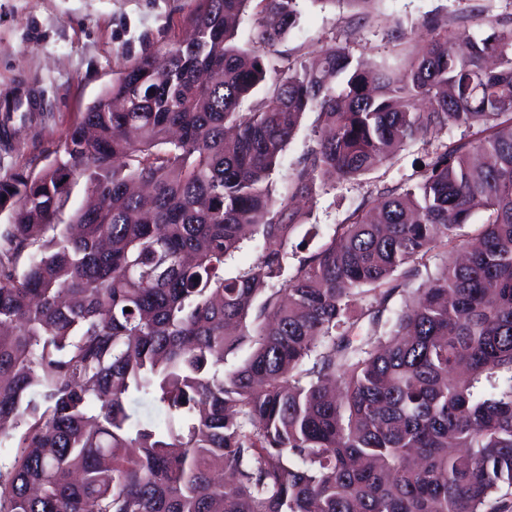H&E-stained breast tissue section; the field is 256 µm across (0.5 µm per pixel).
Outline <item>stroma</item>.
<instances>
[{
    "label": "stroma",
    "instance_id": "1",
    "mask_svg": "<svg viewBox=\"0 0 512 512\" xmlns=\"http://www.w3.org/2000/svg\"><path fill=\"white\" fill-rule=\"evenodd\" d=\"M194 7V0H0V97L35 81L44 98L39 112H0V179L18 170L39 172L63 157L85 107L135 58L182 38ZM511 10L512 0H375L368 20L359 22L345 0L326 10L303 0L284 48L301 61L338 44L370 68L386 61L403 64L432 37L425 17L438 16L454 30L466 15L468 32L482 35L488 20ZM397 25L404 41L390 36ZM429 149L421 140L408 143L391 164L296 199L303 217L292 244L311 229L316 243H323L363 197L409 178Z\"/></svg>",
    "mask_w": 512,
    "mask_h": 512
}]
</instances>
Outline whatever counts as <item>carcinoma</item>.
Listing matches in <instances>:
<instances>
[{
	"label": "carcinoma",
	"instance_id": "obj_1",
	"mask_svg": "<svg viewBox=\"0 0 512 512\" xmlns=\"http://www.w3.org/2000/svg\"><path fill=\"white\" fill-rule=\"evenodd\" d=\"M196 2L191 36L113 79L64 157L0 180V512H512V13L462 53L427 17L403 72L369 73L342 46L278 49L299 0ZM308 112L329 134L278 199ZM428 137L411 183L288 250V196ZM77 178L93 203L57 224ZM478 213L463 259L438 252ZM255 235L256 261L224 277ZM135 393L164 427L127 411ZM253 3L247 8L239 24L235 42L241 46H247L250 40L256 35L258 27V15L253 9Z\"/></svg>",
	"mask_w": 512,
	"mask_h": 512
}]
</instances>
